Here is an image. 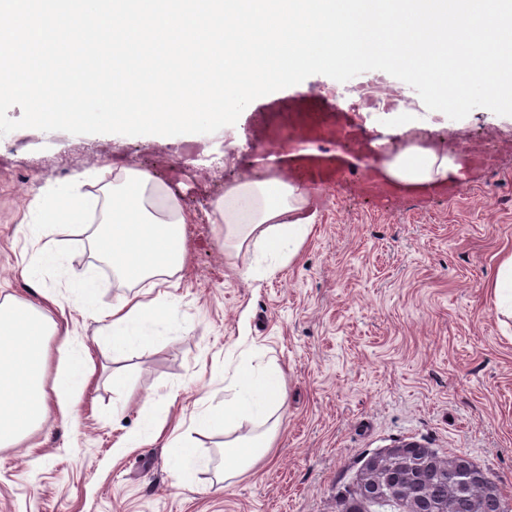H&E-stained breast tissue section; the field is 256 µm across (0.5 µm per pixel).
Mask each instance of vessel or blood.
<instances>
[{"mask_svg":"<svg viewBox=\"0 0 512 512\" xmlns=\"http://www.w3.org/2000/svg\"><path fill=\"white\" fill-rule=\"evenodd\" d=\"M288 125L296 132L283 153L289 177L315 190L334 187L347 177L363 196L399 197V189L379 178L372 140L356 113L341 105L326 112L311 99L292 95L288 98Z\"/></svg>","mask_w":512,"mask_h":512,"instance_id":"vessel-or-blood-1","label":"vessel or blood"}]
</instances>
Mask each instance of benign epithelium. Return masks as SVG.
<instances>
[{"label": "benign epithelium", "instance_id": "benign-epithelium-1", "mask_svg": "<svg viewBox=\"0 0 512 512\" xmlns=\"http://www.w3.org/2000/svg\"><path fill=\"white\" fill-rule=\"evenodd\" d=\"M387 454H369L359 476V492L365 499L379 493H387L399 505L397 512H434L437 503L421 495L417 487L418 466L406 455H401L397 464L390 465ZM463 490L468 491L473 484L481 488L480 499L496 496L498 484L487 476L470 457L457 455L455 466L448 472Z\"/></svg>", "mask_w": 512, "mask_h": 512}]
</instances>
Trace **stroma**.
Instances as JSON below:
<instances>
[{
	"instance_id": "obj_1",
	"label": "stroma",
	"mask_w": 512,
	"mask_h": 512,
	"mask_svg": "<svg viewBox=\"0 0 512 512\" xmlns=\"http://www.w3.org/2000/svg\"><path fill=\"white\" fill-rule=\"evenodd\" d=\"M332 78L316 74L254 100L238 125L269 135L289 92L335 103ZM454 151L491 143L494 163L470 172L448 198L413 193L391 202L345 183L317 197L319 218L293 263L261 282L244 281L249 252L225 251L218 225H187L189 255L168 337L129 355L94 351V384L73 418L50 417L26 444L0 447V512H336V492L364 452L413 439L468 454L512 498V328L503 329L485 284L512 252V118L481 109L461 120L431 117ZM152 135H72L18 129L0 136V293L67 312L79 334L99 324L69 300L55 272L25 270L21 227L47 182L92 164L137 166L181 184L200 213L226 183L249 176L255 150L230 138L197 154ZM236 159L227 166L225 157ZM89 224L61 218L75 278L92 277L97 309L127 283L90 259ZM60 295L65 309L44 304ZM251 352L286 371L288 407L269 461L224 483L216 469L224 435L199 428L198 401L224 395V364ZM134 401L112 410L124 391ZM181 420L193 452L208 460L190 489L177 487L161 446L116 456L137 431L143 400Z\"/></svg>"
}]
</instances>
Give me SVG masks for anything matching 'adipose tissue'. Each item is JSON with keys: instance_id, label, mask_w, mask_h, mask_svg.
I'll use <instances>...</instances> for the list:
<instances>
[{"instance_id": "ef3b65f1", "label": "adipose tissue", "mask_w": 512, "mask_h": 512, "mask_svg": "<svg viewBox=\"0 0 512 512\" xmlns=\"http://www.w3.org/2000/svg\"><path fill=\"white\" fill-rule=\"evenodd\" d=\"M458 152L408 142L383 173L410 191L434 189L458 177ZM98 186L100 221L109 232L98 244L100 258L119 279L135 284V292L97 312L101 331L115 350L128 351L166 337L181 273L188 257L187 224L194 216L170 183L136 166L114 169L94 165L60 184L43 187L25 234L36 249L40 266L66 274V242L50 228L66 215L82 219L90 202L85 185ZM206 220L223 227L224 246L248 249L254 259L243 276L262 281L289 265L310 237L318 209L312 193L279 174L246 178L225 185L213 199ZM160 290L148 287V280ZM501 324L512 322V253L497 265L487 284ZM87 337L70 330L32 302L6 296L0 300V447L20 445L49 416L70 419L81 403L93 373L88 368ZM57 379H50L51 366ZM287 402L285 372L280 365H238L224 381V398L203 397L198 419L227 433L224 476L232 478L263 461L273 446ZM249 422L252 434L234 436L236 424Z\"/></svg>"}]
</instances>
